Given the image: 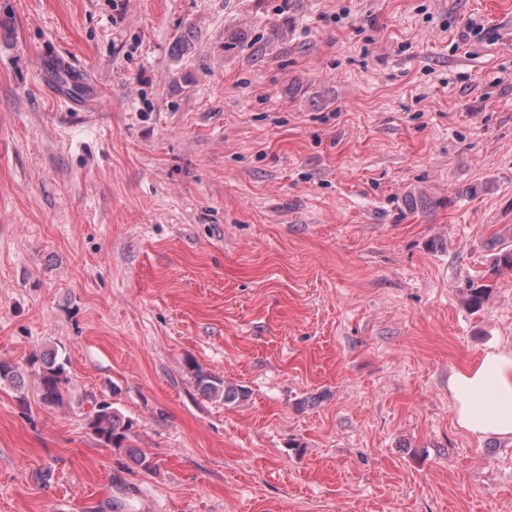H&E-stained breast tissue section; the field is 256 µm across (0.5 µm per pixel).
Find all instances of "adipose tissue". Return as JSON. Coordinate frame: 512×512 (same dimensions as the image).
I'll return each instance as SVG.
<instances>
[{"mask_svg":"<svg viewBox=\"0 0 512 512\" xmlns=\"http://www.w3.org/2000/svg\"><path fill=\"white\" fill-rule=\"evenodd\" d=\"M448 391L458 425L478 437L512 436V350H491L453 372Z\"/></svg>","mask_w":512,"mask_h":512,"instance_id":"ef3b65f1","label":"adipose tissue"}]
</instances>
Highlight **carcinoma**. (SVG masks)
Instances as JSON below:
<instances>
[{"label": "carcinoma", "instance_id": "carcinoma-1", "mask_svg": "<svg viewBox=\"0 0 512 512\" xmlns=\"http://www.w3.org/2000/svg\"><path fill=\"white\" fill-rule=\"evenodd\" d=\"M493 274L512 273V228L506 229L495 242ZM491 285L469 283L464 289L465 304L473 311L481 310L490 296ZM68 360L54 350L32 354L21 366L0 358V383L8 382L18 389L25 386V377L32 376L39 400L47 406H63L69 402L70 377ZM197 385L210 398L234 402L244 396L241 389L226 385L224 381L205 373L197 374ZM85 426L97 441L106 448L125 453L132 463L144 471L156 470V463L143 450L131 445L133 420L125 416L114 403L103 400L91 404L84 414Z\"/></svg>", "mask_w": 512, "mask_h": 512}]
</instances>
